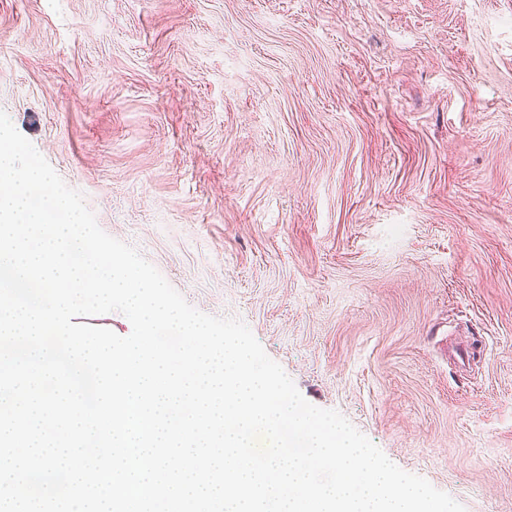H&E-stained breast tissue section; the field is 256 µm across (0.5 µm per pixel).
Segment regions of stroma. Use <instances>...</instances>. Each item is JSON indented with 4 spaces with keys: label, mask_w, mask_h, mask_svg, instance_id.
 <instances>
[{
    "label": "stroma",
    "mask_w": 512,
    "mask_h": 512,
    "mask_svg": "<svg viewBox=\"0 0 512 512\" xmlns=\"http://www.w3.org/2000/svg\"><path fill=\"white\" fill-rule=\"evenodd\" d=\"M0 111L310 404L512 512V0H0Z\"/></svg>",
    "instance_id": "obj_1"
}]
</instances>
